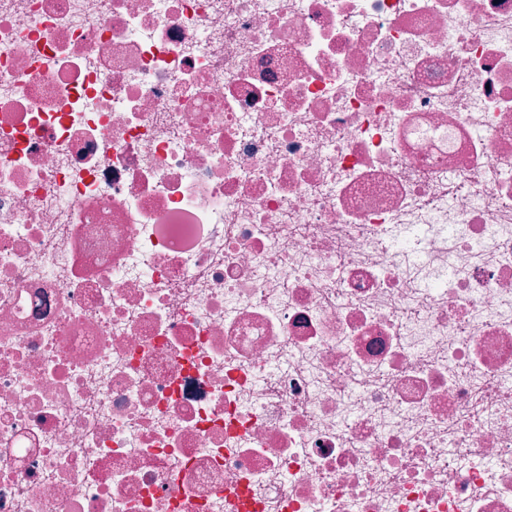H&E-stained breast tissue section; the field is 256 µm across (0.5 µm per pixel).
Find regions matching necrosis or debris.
Instances as JSON below:
<instances>
[{
  "mask_svg": "<svg viewBox=\"0 0 512 512\" xmlns=\"http://www.w3.org/2000/svg\"><path fill=\"white\" fill-rule=\"evenodd\" d=\"M0 512H512V0H0Z\"/></svg>",
  "mask_w": 512,
  "mask_h": 512,
  "instance_id": "1",
  "label": "necrosis or debris"
}]
</instances>
